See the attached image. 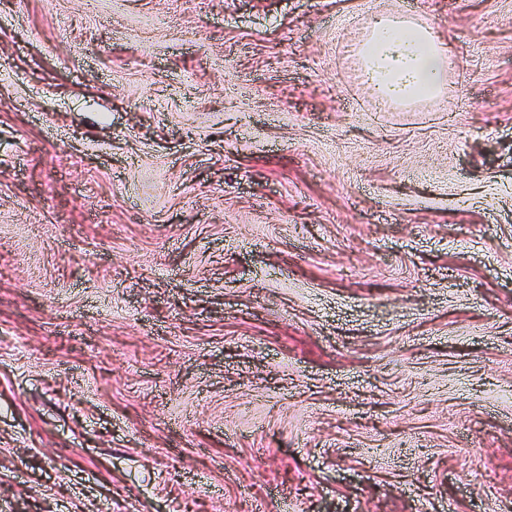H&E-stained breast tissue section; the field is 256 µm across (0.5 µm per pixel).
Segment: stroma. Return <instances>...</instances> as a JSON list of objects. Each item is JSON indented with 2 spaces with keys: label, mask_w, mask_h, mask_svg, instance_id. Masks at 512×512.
Listing matches in <instances>:
<instances>
[{
  "label": "stroma",
  "mask_w": 512,
  "mask_h": 512,
  "mask_svg": "<svg viewBox=\"0 0 512 512\" xmlns=\"http://www.w3.org/2000/svg\"><path fill=\"white\" fill-rule=\"evenodd\" d=\"M0 512H512V0H0ZM369 40L360 48L364 65V87L371 95L375 91L394 103L429 101L441 88V77L453 65V56L436 37L430 22H405L391 15H379ZM408 30L417 33L427 46L407 37ZM422 86L429 88L425 96H417Z\"/></svg>",
  "instance_id": "obj_1"
}]
</instances>
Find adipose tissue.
Here are the masks:
<instances>
[{
	"instance_id": "ef3b65f1",
	"label": "adipose tissue",
	"mask_w": 512,
	"mask_h": 512,
	"mask_svg": "<svg viewBox=\"0 0 512 512\" xmlns=\"http://www.w3.org/2000/svg\"><path fill=\"white\" fill-rule=\"evenodd\" d=\"M361 54L367 92L390 95L401 104L416 101L423 86L437 96L441 77L453 64L430 22L408 23L391 15L380 16Z\"/></svg>"
}]
</instances>
